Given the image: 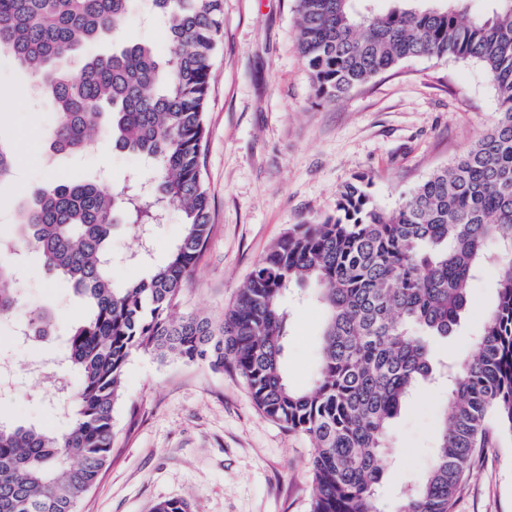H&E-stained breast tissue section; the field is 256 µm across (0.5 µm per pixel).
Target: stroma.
I'll return each instance as SVG.
<instances>
[{"mask_svg": "<svg viewBox=\"0 0 512 512\" xmlns=\"http://www.w3.org/2000/svg\"><path fill=\"white\" fill-rule=\"evenodd\" d=\"M294 0H223L222 33L212 58L203 171L211 232L181 309L221 319L256 261L288 227L335 215L340 188L354 178L393 208L435 170L487 132L497 93L481 63L415 58L381 73L334 105L316 102L296 52ZM0 97L11 110L0 137L16 158L0 184V237L11 235L14 208L34 185L75 177L118 192L143 167L100 145L78 159L47 153L50 105L33 78L0 58ZM142 238L130 225L112 234L116 283L144 276L132 262ZM496 268L472 284L473 314L440 346L459 357L474 349L483 312L496 302ZM23 302L0 317V419L60 431L68 419L53 386L65 334L83 305L63 281L29 257ZM288 323V381L309 388L325 310L315 285L302 287ZM50 308L58 329L47 343L22 344L16 332L33 310ZM445 385L423 387L395 419L394 446L383 456L381 512H394L401 485L428 470L436 448ZM112 462L78 512H152L175 499L191 512H309L312 444L264 416L244 382L228 371L138 351L113 409ZM455 512H512V437L494 434L464 481Z\"/></svg>", "mask_w": 512, "mask_h": 512, "instance_id": "obj_1", "label": "stroma"}]
</instances>
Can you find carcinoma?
Returning <instances> with one entry per match:
<instances>
[{
  "label": "carcinoma",
  "mask_w": 512,
  "mask_h": 512,
  "mask_svg": "<svg viewBox=\"0 0 512 512\" xmlns=\"http://www.w3.org/2000/svg\"><path fill=\"white\" fill-rule=\"evenodd\" d=\"M358 0H295L297 50L316 99L334 104L414 58L482 63L499 107L492 128L451 165L434 171L387 210L362 181L339 192L336 215L294 224L255 265L220 321L180 313L209 239L210 197L202 157L211 58L223 0H152L168 50L109 42L143 0H0V56L34 71L54 106L53 155L82 156L94 136L150 162L154 180L124 194L83 180L35 186L0 237V316L20 302L18 266L37 254L87 306L70 326L58 378L69 424L55 432L0 421V512H76L112 458V413L133 353L150 350L214 370L229 367L260 412L313 443L310 512H380V461L391 425L423 386L445 379L448 404L428 471L407 486L397 512H454L475 449L490 423L512 434V0L488 16L466 0H395L384 15ZM15 156L0 139V184ZM180 215L169 259L117 287L112 229L147 228ZM498 267L497 303L483 314L474 353L442 357L434 340L461 332L471 283ZM319 286L327 313L309 389L287 380L291 287ZM48 308L29 335L54 334Z\"/></svg>",
  "instance_id": "obj_1"
}]
</instances>
